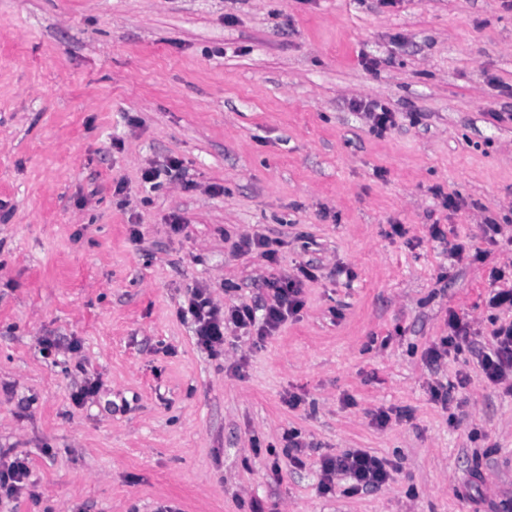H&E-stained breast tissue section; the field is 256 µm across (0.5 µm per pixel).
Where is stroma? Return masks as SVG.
<instances>
[{
	"instance_id": "obj_1",
	"label": "stroma",
	"mask_w": 512,
	"mask_h": 512,
	"mask_svg": "<svg viewBox=\"0 0 512 512\" xmlns=\"http://www.w3.org/2000/svg\"><path fill=\"white\" fill-rule=\"evenodd\" d=\"M490 220L512 234L503 0H0V448L31 489L0 512H512V390L423 359L452 313L490 344ZM255 235L275 264L232 250ZM308 262L273 336L197 347L193 288L260 304ZM291 432L307 463L272 475ZM350 448L390 483L322 493ZM356 109L364 112L366 118L372 122L374 129L385 131L387 126L392 123L391 111L378 102H359L356 103Z\"/></svg>"
}]
</instances>
